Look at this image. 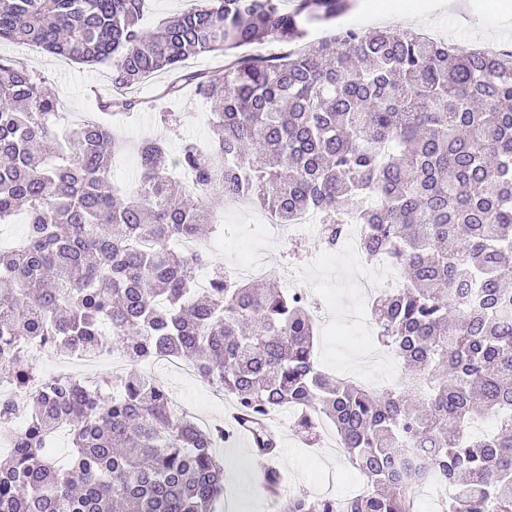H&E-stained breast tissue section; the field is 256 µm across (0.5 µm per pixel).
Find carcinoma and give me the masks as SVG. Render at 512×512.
Masks as SVG:
<instances>
[{
    "mask_svg": "<svg viewBox=\"0 0 512 512\" xmlns=\"http://www.w3.org/2000/svg\"><path fill=\"white\" fill-rule=\"evenodd\" d=\"M200 0L146 32V0H0V44L23 41L76 63L113 64L129 89L158 72L219 102L204 149L190 140L139 147L140 172L112 186L123 147L108 118L139 101H98L96 120L65 125L60 101L23 64L0 54V223L26 215L28 241L0 250V379L29 390L21 343L78 356L107 347L130 362L191 361L223 389L272 461V414L297 408L315 440L332 423L369 490L344 502L279 495L277 512H416L410 483L454 489L441 512H512V52L480 53L408 30L310 29L355 0ZM288 44L188 72L192 56ZM220 194L288 224L315 211L322 244L341 216L367 225L365 255L388 254L403 287L373 303L377 340L398 362V385L375 393L322 371L310 303L238 279L178 246L220 229ZM212 283L196 287L200 270ZM455 283L468 299L455 303ZM168 391L126 374L118 389L51 382L25 397L26 422L0 464V512H214L224 493L215 453L228 432L171 411ZM62 429L63 464L48 453ZM430 450L431 471L411 456Z\"/></svg>",
    "mask_w": 512,
    "mask_h": 512,
    "instance_id": "carcinoma-1",
    "label": "carcinoma"
}]
</instances>
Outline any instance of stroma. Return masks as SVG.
Here are the masks:
<instances>
[{
  "label": "stroma",
  "mask_w": 512,
  "mask_h": 512,
  "mask_svg": "<svg viewBox=\"0 0 512 512\" xmlns=\"http://www.w3.org/2000/svg\"><path fill=\"white\" fill-rule=\"evenodd\" d=\"M440 3L441 0H360L357 10L345 16L344 22L356 28L374 27L378 24L377 12L386 11L397 17V27L401 30L429 31L464 48L488 38L512 47V10L497 11L493 0H462L460 11L450 14ZM0 54L25 63L43 77L47 87L60 97L63 112L97 113L95 94L113 92L111 63L78 65L41 48L14 43L1 44ZM169 80L168 74L158 73L131 88L130 93L138 99L139 106L134 114L121 119L116 127L119 135H127L133 127L143 138L163 134L158 115L171 112L177 119L181 135L169 138L170 152H178L182 138L202 140L208 136L210 103L189 90L165 94ZM209 204L224 226L231 229L227 247L213 251L214 262L230 265L235 255L252 247L281 273L291 272L301 278L306 287L331 289L330 305L338 315H345L356 307L359 298L355 289L336 284L338 265L348 264L350 258L340 251L325 256L321 251L319 232H312L302 240L296 258L290 260L286 257L288 245L284 239L274 232H260L259 226L265 221L260 209L221 196L210 198ZM374 345L367 325L337 323L324 327L316 341L317 363L324 371L339 377L361 374L370 380L396 384L400 368L394 361L371 364L365 360L364 351ZM125 369L154 377L190 412L204 414L217 423H228L225 400L217 398L206 382L182 374L177 364L163 361L129 363ZM273 422L278 427L281 444L277 465L284 475L283 488L287 494L328 495L344 500L362 491L357 474L337 452L335 442L326 437L314 443L308 441L294 428L291 417L285 412L275 415ZM217 452L224 461V479L230 492L221 496L215 512H275L273 501L259 491L255 482L256 474L267 463L266 458L255 454L251 446L238 442L219 445Z\"/></svg>",
  "instance_id": "obj_1"
}]
</instances>
